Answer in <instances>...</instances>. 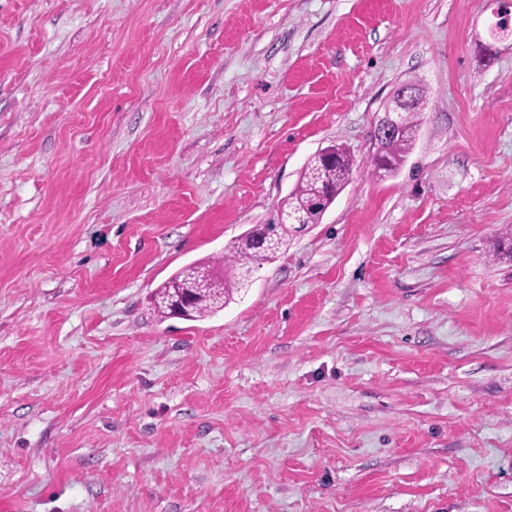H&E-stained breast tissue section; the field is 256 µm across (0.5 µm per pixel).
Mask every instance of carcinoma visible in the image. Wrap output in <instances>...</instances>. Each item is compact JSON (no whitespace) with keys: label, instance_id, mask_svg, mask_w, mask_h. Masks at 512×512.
<instances>
[{"label":"carcinoma","instance_id":"cac0c4a2","mask_svg":"<svg viewBox=\"0 0 512 512\" xmlns=\"http://www.w3.org/2000/svg\"><path fill=\"white\" fill-rule=\"evenodd\" d=\"M420 109L405 107L402 113L403 131L384 145L382 153L373 157L371 166L380 178L394 177L402 168L413 147L418 132L417 116ZM329 153L317 152L302 172L298 187L288 195L278 214L277 222L265 224L253 232H246L237 243L230 246L228 256L233 262L270 261L287 246L288 234L300 231L297 224L288 222V214L304 216V223L317 224L343 191L353 173L354 161L349 152L340 145L328 147ZM215 268L212 262H205L195 268L187 265L158 287L152 296L155 311L167 319L174 316L172 305L190 295L193 303L185 310L182 319L196 321L224 309L233 298V290L246 280L240 273L235 279L210 278L208 289L196 291L193 280Z\"/></svg>","mask_w":512,"mask_h":512}]
</instances>
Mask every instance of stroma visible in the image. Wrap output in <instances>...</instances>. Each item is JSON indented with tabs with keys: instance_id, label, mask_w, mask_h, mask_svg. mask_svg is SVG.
<instances>
[{
	"instance_id": "stroma-1",
	"label": "stroma",
	"mask_w": 512,
	"mask_h": 512,
	"mask_svg": "<svg viewBox=\"0 0 512 512\" xmlns=\"http://www.w3.org/2000/svg\"><path fill=\"white\" fill-rule=\"evenodd\" d=\"M496 0H0V512H512ZM426 106L369 167L393 92ZM352 179L224 310L155 290ZM420 108L406 106L402 112L403 131L397 118V112H385L376 130L378 144L387 141L381 154H376L371 162L375 175L380 178L394 177L402 168L407 155L413 147L418 132L416 120ZM325 150H330L322 155ZM354 161L341 145H331L317 152L302 172L298 187L288 195L278 214L277 222L262 224L253 232L247 231L237 243L230 246L226 257L231 259L224 266H231L240 260L249 262L270 261L287 246L288 234L300 232V224L288 223V212L303 215V224H317L343 191L353 173ZM315 200L318 203L311 205ZM265 244H258V238ZM235 254V255H233Z\"/></svg>"
}]
</instances>
